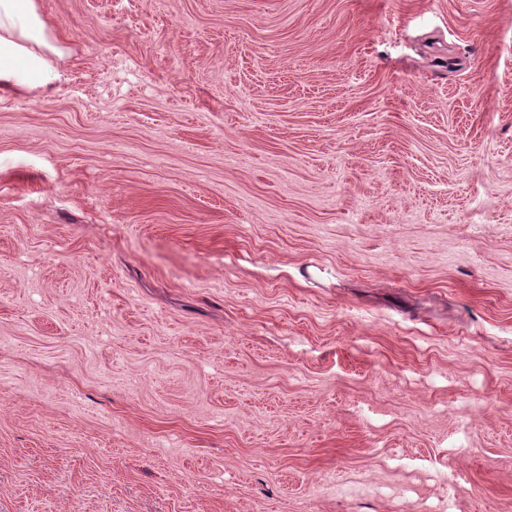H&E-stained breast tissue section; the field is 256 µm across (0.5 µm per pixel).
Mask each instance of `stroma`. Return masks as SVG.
<instances>
[{"instance_id":"35a3bbf8","label":"stroma","mask_w":512,"mask_h":512,"mask_svg":"<svg viewBox=\"0 0 512 512\" xmlns=\"http://www.w3.org/2000/svg\"><path fill=\"white\" fill-rule=\"evenodd\" d=\"M41 6L0 512H512V0Z\"/></svg>"}]
</instances>
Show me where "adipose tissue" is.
I'll return each instance as SVG.
<instances>
[{"label":"adipose tissue","instance_id":"adipose-tissue-1","mask_svg":"<svg viewBox=\"0 0 512 512\" xmlns=\"http://www.w3.org/2000/svg\"><path fill=\"white\" fill-rule=\"evenodd\" d=\"M69 50L40 0H0V94L39 93L62 77Z\"/></svg>","mask_w":512,"mask_h":512}]
</instances>
